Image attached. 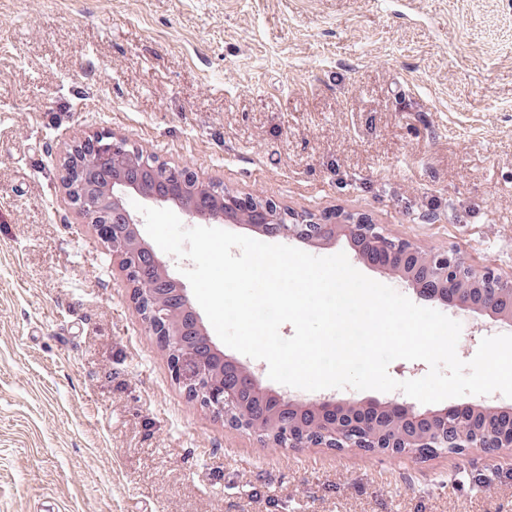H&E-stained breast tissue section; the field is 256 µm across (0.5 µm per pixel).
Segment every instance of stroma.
<instances>
[{"mask_svg": "<svg viewBox=\"0 0 512 512\" xmlns=\"http://www.w3.org/2000/svg\"><path fill=\"white\" fill-rule=\"evenodd\" d=\"M108 129L512 277V0H0V512H512V449L283 448L191 399L62 185Z\"/></svg>", "mask_w": 512, "mask_h": 512, "instance_id": "35a3bbf8", "label": "stroma"}]
</instances>
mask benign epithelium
Instances as JSON below:
<instances>
[{
	"mask_svg": "<svg viewBox=\"0 0 512 512\" xmlns=\"http://www.w3.org/2000/svg\"><path fill=\"white\" fill-rule=\"evenodd\" d=\"M62 183L74 209L94 226L104 245L119 258L126 281L132 286L135 308L161 348L168 354L176 377L191 398L235 430L255 434L283 448H382L405 452L414 448H438L459 452L465 448H512V422L492 434L480 425L500 420L504 408L487 399L463 412L458 405L441 409H419L399 397L386 402L348 401L325 396L307 404L269 390L255 370L216 349L208 358L198 355L187 342L189 334H200L198 315L187 289L165 273L166 261L144 242L141 223L119 202L134 193L157 205H175L187 223L259 224L272 236L313 241L335 236L336 225L312 218L288 224L289 213L275 202L251 197L211 196L212 182L184 168L165 167L143 151L128 150V142L110 132H95L74 145L65 162ZM353 239L363 241V257L370 251L403 255L404 271L421 284L417 289L425 301L438 303L461 314L486 315L492 323L512 325V280L490 268L477 270L458 254L425 253L405 239H392L375 224H351ZM148 253L160 275L171 285L168 301L158 300L160 289L133 281L134 270ZM286 409H302L315 429L296 436L284 431L266 411L272 402Z\"/></svg>",
	"mask_w": 512,
	"mask_h": 512,
	"instance_id": "obj_1",
	"label": "benign epithelium"
}]
</instances>
